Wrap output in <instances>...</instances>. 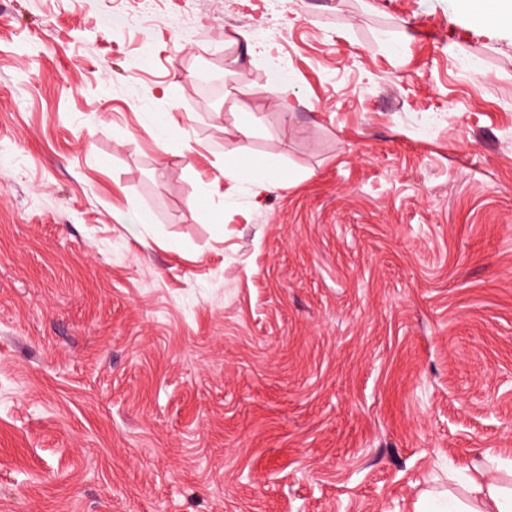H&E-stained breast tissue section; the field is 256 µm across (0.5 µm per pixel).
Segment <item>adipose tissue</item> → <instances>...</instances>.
<instances>
[{"label":"adipose tissue","instance_id":"obj_1","mask_svg":"<svg viewBox=\"0 0 512 512\" xmlns=\"http://www.w3.org/2000/svg\"><path fill=\"white\" fill-rule=\"evenodd\" d=\"M421 512H512V488L493 481L487 465L475 463L461 492L427 493Z\"/></svg>","mask_w":512,"mask_h":512}]
</instances>
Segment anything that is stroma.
<instances>
[{
    "mask_svg": "<svg viewBox=\"0 0 512 512\" xmlns=\"http://www.w3.org/2000/svg\"><path fill=\"white\" fill-rule=\"evenodd\" d=\"M492 457L511 30L461 0H0V512H416ZM223 176L224 179L229 180H240L244 177H250L253 180L261 183L267 191H271L274 188L278 187L277 182L270 180L266 181L265 173L260 168H247L238 164H224Z\"/></svg>",
    "mask_w": 512,
    "mask_h": 512,
    "instance_id": "1",
    "label": "stroma"
}]
</instances>
